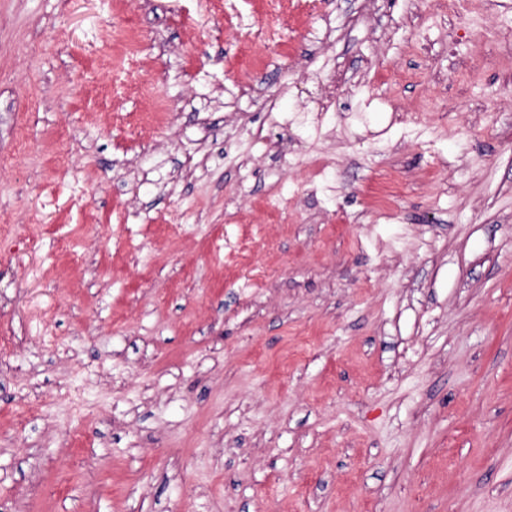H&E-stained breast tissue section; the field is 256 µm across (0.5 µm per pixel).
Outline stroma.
<instances>
[{
    "label": "stroma",
    "mask_w": 512,
    "mask_h": 512,
    "mask_svg": "<svg viewBox=\"0 0 512 512\" xmlns=\"http://www.w3.org/2000/svg\"><path fill=\"white\" fill-rule=\"evenodd\" d=\"M267 26L0 0V512H512V0Z\"/></svg>",
    "instance_id": "1"
}]
</instances>
